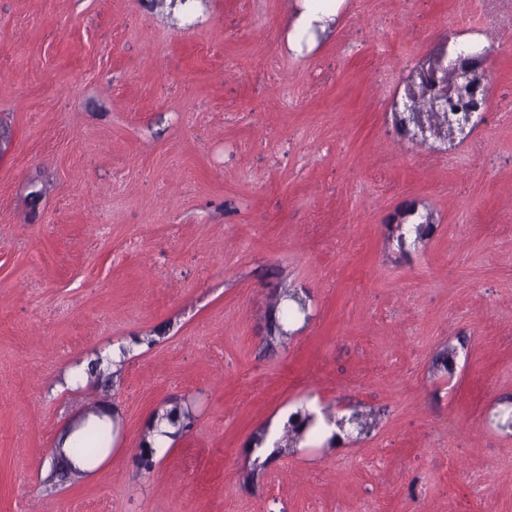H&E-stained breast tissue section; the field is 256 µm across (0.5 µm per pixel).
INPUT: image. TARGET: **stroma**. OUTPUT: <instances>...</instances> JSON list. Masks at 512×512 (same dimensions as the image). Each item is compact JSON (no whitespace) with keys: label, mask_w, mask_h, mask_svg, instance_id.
<instances>
[{"label":"stroma","mask_w":512,"mask_h":512,"mask_svg":"<svg viewBox=\"0 0 512 512\" xmlns=\"http://www.w3.org/2000/svg\"><path fill=\"white\" fill-rule=\"evenodd\" d=\"M300 5L0 0V512H512V0H338L297 46ZM462 42L486 123L408 143L393 98ZM409 204L435 225L402 251ZM287 292L298 336L270 332ZM304 398L373 427L258 456ZM92 413L75 475L55 442ZM182 417L179 420L176 419H156L153 425L152 431V442L158 448H166L173 440V435L178 426V430L186 428V424L190 423V414L185 411H181ZM174 425V426H173ZM109 423L110 418L107 415L95 418L88 424L102 426H84V430L82 431L80 439L77 443L78 448L74 447L76 445L80 431L73 432L66 437L64 448H70V451L74 456L82 458L83 460H95L108 447V430L105 426H108Z\"/></svg>","instance_id":"35a3bbf8"}]
</instances>
